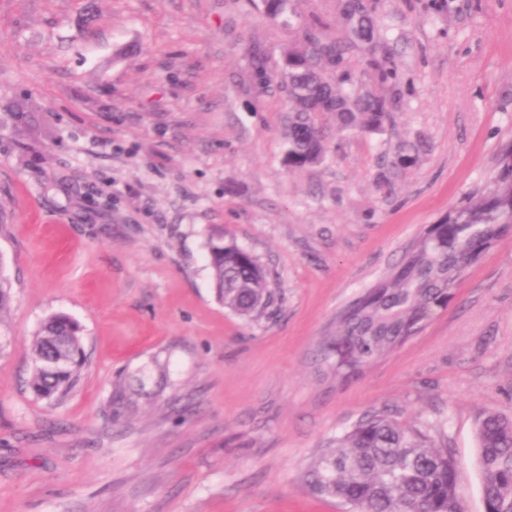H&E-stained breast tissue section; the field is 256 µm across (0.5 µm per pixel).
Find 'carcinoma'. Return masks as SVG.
Here are the masks:
<instances>
[{
	"instance_id": "obj_1",
	"label": "carcinoma",
	"mask_w": 512,
	"mask_h": 512,
	"mask_svg": "<svg viewBox=\"0 0 512 512\" xmlns=\"http://www.w3.org/2000/svg\"><path fill=\"white\" fill-rule=\"evenodd\" d=\"M265 16L291 25V0H262ZM344 37L326 38L317 23L304 27L303 46L284 59L283 73L269 74L265 52L250 50L264 87L277 81L287 93L290 169L321 164L327 154L321 115H334L336 130L376 131L389 118L385 99L353 96L351 42L371 45L367 66L382 85H395L390 58L377 53L378 26L366 0H339ZM512 226V145L502 149L498 171L453 206L410 245L402 261L351 300L337 316L336 335L323 339V359L347 380L364 366L421 333L458 288L468 260L494 247ZM218 301L248 320L270 317L281 304L258 259L217 228L207 243ZM30 387L43 399H60L78 380L82 338L78 323L50 315L31 343ZM480 492L487 512H512V417L487 412L475 428ZM309 492L336 499L354 512H466L453 452L428 433L400 423L390 412L363 415L333 440L302 474Z\"/></svg>"
}]
</instances>
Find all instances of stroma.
Instances as JSON below:
<instances>
[{
  "label": "stroma",
  "mask_w": 512,
  "mask_h": 512,
  "mask_svg": "<svg viewBox=\"0 0 512 512\" xmlns=\"http://www.w3.org/2000/svg\"><path fill=\"white\" fill-rule=\"evenodd\" d=\"M396 88L352 51L353 87L392 101L377 132L329 134L284 164L288 115L257 93L338 0H0V512H347L302 474L363 414L442 438L468 512H484L475 424L512 416V235L445 311L346 381L320 359L336 314L416 236L493 177L512 143V0H372ZM413 157L408 169L393 156ZM223 227L283 301L242 320L215 296ZM54 313L83 330L59 400L29 389ZM292 0H262L265 16L272 22L280 23L288 27L291 25Z\"/></svg>",
  "instance_id": "1"
}]
</instances>
